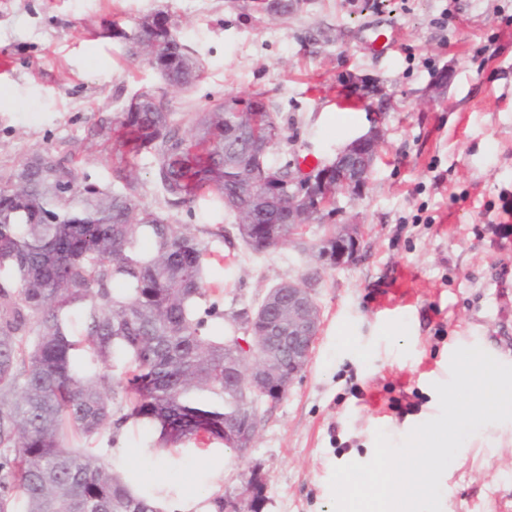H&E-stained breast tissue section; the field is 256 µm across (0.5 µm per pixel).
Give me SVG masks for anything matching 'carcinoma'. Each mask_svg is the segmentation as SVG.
I'll return each mask as SVG.
<instances>
[{
	"mask_svg": "<svg viewBox=\"0 0 512 512\" xmlns=\"http://www.w3.org/2000/svg\"><path fill=\"white\" fill-rule=\"evenodd\" d=\"M144 42L158 46L148 62L168 86L193 84L194 60L167 20L143 19L133 43ZM243 101L188 113L183 128L149 93L136 112L100 117L90 135L112 136L125 158L112 169L120 192L49 153L0 177V512H158L101 457L68 447L70 432L132 421L153 425L161 449L224 442V413L237 406L224 395L231 346L207 331L220 312L201 308L207 245L141 206L134 159L153 156L171 209L211 192L242 208L244 224L288 223L278 195L254 203L248 171L232 168L251 148L234 112ZM115 361L125 367L114 384Z\"/></svg>",
	"mask_w": 512,
	"mask_h": 512,
	"instance_id": "1",
	"label": "carcinoma"
}]
</instances>
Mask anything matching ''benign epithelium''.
Segmentation results:
<instances>
[{"instance_id":"7a95c632","label":"benign epithelium","mask_w":512,"mask_h":512,"mask_svg":"<svg viewBox=\"0 0 512 512\" xmlns=\"http://www.w3.org/2000/svg\"><path fill=\"white\" fill-rule=\"evenodd\" d=\"M365 90L364 100L383 110L387 100L384 87L370 85ZM250 116L242 128L259 152L254 160L256 180L248 190L256 195L275 191L285 201L289 219L286 231L279 224H245V239L259 243L264 252L297 243L319 268H338L355 261L364 225L338 224L335 231L311 245L306 244V233L334 204L335 194H362L381 144L379 124L373 123L366 134L346 145L333 162L297 175L267 162L269 148L280 141L281 128L263 98L253 99ZM316 285L313 273L281 281L241 319L242 335L232 342L253 358L246 366L241 361H224V391L237 405L236 415H224V446L251 447L260 427L255 401L261 398L271 408L277 405L307 366L321 327ZM262 480L261 474L250 472L246 482L250 503L245 507L242 498L226 494L224 512H253L255 486Z\"/></svg>"}]
</instances>
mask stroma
I'll use <instances>...</instances> for the list:
<instances>
[{"label": "stroma", "instance_id": "stroma-1", "mask_svg": "<svg viewBox=\"0 0 512 512\" xmlns=\"http://www.w3.org/2000/svg\"><path fill=\"white\" fill-rule=\"evenodd\" d=\"M158 13L201 67L188 90L169 88L113 34ZM367 22L396 31L393 51H367ZM357 80L385 86L382 113L346 104ZM144 92L180 116L262 94L282 128L268 154L277 167L331 162L352 128L379 121L364 194L338 193L336 214L309 238L351 221L367 233L353 264L318 270L312 357L275 408L260 405L245 453L193 441L162 452L151 426L131 422L116 435L70 436L71 447L141 476L161 496L189 489L208 512L218 496L242 494L254 468L265 476L262 512H327L334 467L370 461L377 431L397 443L438 415L434 386L448 380L457 348L478 346L512 365V234L498 231L501 198L512 197V0H387L377 10L370 0H302L285 15L259 0H0V175L46 150L111 186L112 144L86 132ZM137 171L142 204L207 244L206 300L224 312L211 335L237 328V314L274 284L316 270L291 244L245 247L217 198L168 211L149 154ZM213 461L224 465L216 485L199 476ZM441 488L442 512H512V422L467 439Z\"/></svg>", "mask_w": 512, "mask_h": 512}]
</instances>
